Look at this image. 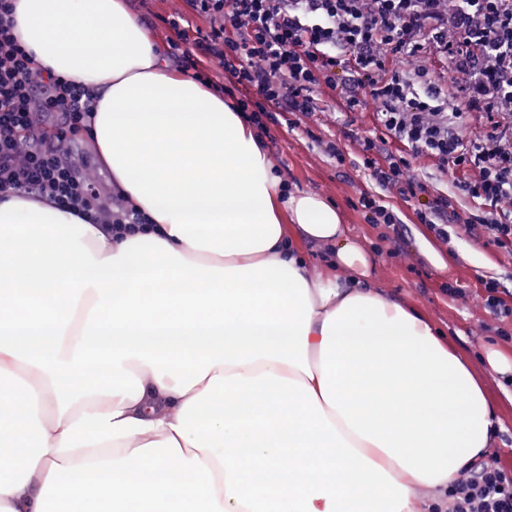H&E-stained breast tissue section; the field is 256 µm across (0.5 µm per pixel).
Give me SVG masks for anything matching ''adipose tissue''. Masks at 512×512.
<instances>
[{
  "label": "adipose tissue",
  "instance_id": "obj_1",
  "mask_svg": "<svg viewBox=\"0 0 512 512\" xmlns=\"http://www.w3.org/2000/svg\"><path fill=\"white\" fill-rule=\"evenodd\" d=\"M147 219L0 199V512H415L492 447L465 358L368 284L334 205L172 70L124 0H15ZM329 246L323 276L296 244Z\"/></svg>",
  "mask_w": 512,
  "mask_h": 512
}]
</instances>
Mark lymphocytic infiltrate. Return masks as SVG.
Here are the masks:
<instances>
[{"label": "lymphocytic infiltrate", "instance_id": "lymphocytic-infiltrate-1", "mask_svg": "<svg viewBox=\"0 0 512 512\" xmlns=\"http://www.w3.org/2000/svg\"><path fill=\"white\" fill-rule=\"evenodd\" d=\"M164 17L166 54L179 69L224 94L257 130L285 117L290 127L322 111L321 87L354 112L377 104L382 134L357 139L355 167L367 183L357 202L371 223H396L378 194L416 199L425 185L410 170L428 157L445 172L470 169L462 195L484 216L450 209L440 195L420 213L447 236L461 224L512 251V0H184ZM14 0H0V196L24 192L130 227L145 217L120 192L104 204L88 164L69 145L87 131L92 90L39 66L15 33ZM204 18L208 29L190 20ZM447 61L460 80L436 76ZM224 72L214 80L210 65ZM403 155L384 154L385 138ZM448 512H512V477L495 459L462 471Z\"/></svg>", "mask_w": 512, "mask_h": 512}]
</instances>
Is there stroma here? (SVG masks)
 <instances>
[{
  "label": "stroma",
  "mask_w": 512,
  "mask_h": 512,
  "mask_svg": "<svg viewBox=\"0 0 512 512\" xmlns=\"http://www.w3.org/2000/svg\"><path fill=\"white\" fill-rule=\"evenodd\" d=\"M376 111V103L369 99L359 112L316 114L304 130L283 121L269 123L267 153L290 188L319 195L336 206L347 236L374 257L373 284L421 313L462 353L501 421L496 444L487 455L512 475V317H497L485 305V285L490 282L497 297L512 307V253L471 236L460 225L449 226L447 240H440L430 225L420 222L414 199L387 198L397 225L369 223L356 205L362 174L352 165L356 148L346 133L379 134ZM330 140L343 150L344 162L325 155L324 144ZM414 173L429 189L447 191L456 208L482 214V206L454 187L453 175L432 162L416 161ZM434 254L444 260V267L431 263ZM448 282L461 288V297L442 292V284Z\"/></svg>",
  "instance_id": "obj_1"
}]
</instances>
